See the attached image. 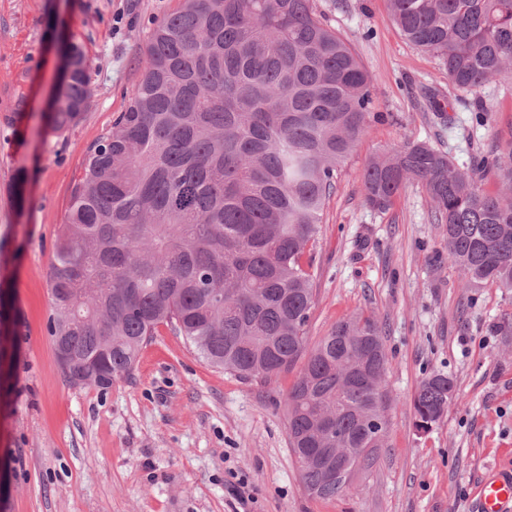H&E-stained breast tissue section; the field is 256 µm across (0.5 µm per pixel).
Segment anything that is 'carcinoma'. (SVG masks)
Instances as JSON below:
<instances>
[{
    "label": "carcinoma",
    "instance_id": "carcinoma-1",
    "mask_svg": "<svg viewBox=\"0 0 512 512\" xmlns=\"http://www.w3.org/2000/svg\"><path fill=\"white\" fill-rule=\"evenodd\" d=\"M412 45L473 90L512 73V0H386ZM88 68L61 78L52 133L78 124L91 101ZM372 80L312 0H181L149 33L125 111L75 181L51 266L52 343L64 337L72 386H112L159 328L211 365L272 380L303 354L285 398L296 460L308 448H377L388 425L378 322L336 323L313 348L305 326L315 288L305 255L321 229L336 172L371 123ZM493 168L503 190L488 193ZM427 192L448 226V260L472 285L512 289V149L467 169L424 143L371 160L365 200L384 210L407 184ZM454 393L425 379L417 426L437 422ZM333 429L317 444L323 413ZM304 489L343 490L300 466Z\"/></svg>",
    "mask_w": 512,
    "mask_h": 512
}]
</instances>
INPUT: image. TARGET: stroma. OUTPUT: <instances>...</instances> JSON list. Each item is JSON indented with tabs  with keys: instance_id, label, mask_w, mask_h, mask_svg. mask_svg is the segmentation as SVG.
<instances>
[{
	"instance_id": "35a3bbf8",
	"label": "stroma",
	"mask_w": 512,
	"mask_h": 512,
	"mask_svg": "<svg viewBox=\"0 0 512 512\" xmlns=\"http://www.w3.org/2000/svg\"><path fill=\"white\" fill-rule=\"evenodd\" d=\"M179 3L0 0V88L26 94L21 111L0 112V279L14 294L0 512H475L478 483L512 463V291L467 287L420 184L378 211L364 201L362 175L373 157L409 141L449 153L461 169L512 148V76L458 89L437 57L402 38L385 0H312L373 84L375 118L339 169L309 248V345L339 321L371 315L389 360L386 434L350 489L320 499L303 487L285 408L303 361L271 381H245L163 328L110 388L66 382L48 333L54 243L91 148L135 91L150 28ZM72 40L87 52L94 95L75 127L51 134L42 114L62 67L59 45ZM433 93L450 104L447 123L427 110ZM20 172L27 202L18 212ZM436 373L455 393L424 431L413 396Z\"/></svg>"
}]
</instances>
